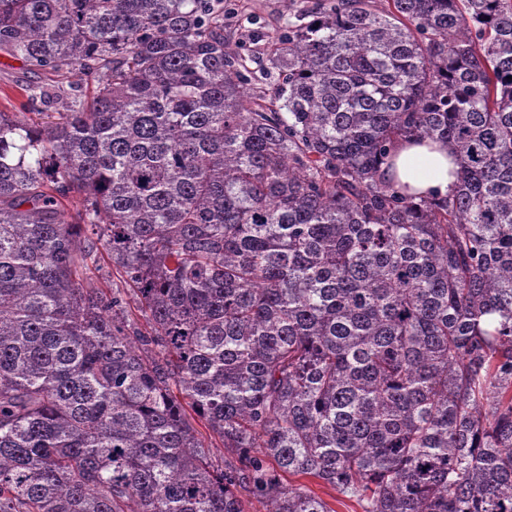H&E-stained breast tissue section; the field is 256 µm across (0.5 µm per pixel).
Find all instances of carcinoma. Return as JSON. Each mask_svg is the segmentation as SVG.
<instances>
[{
	"label": "carcinoma",
	"mask_w": 512,
	"mask_h": 512,
	"mask_svg": "<svg viewBox=\"0 0 512 512\" xmlns=\"http://www.w3.org/2000/svg\"><path fill=\"white\" fill-rule=\"evenodd\" d=\"M2 50L92 93L0 112V512H512V0H336L271 93L214 0H0ZM389 176L410 195H446L456 183V157L443 143L409 139L392 158ZM388 176V177H389ZM387 177V178H388ZM99 261L97 263L98 269H95L94 264L88 260V265L91 272L87 275V282L91 287L102 288L107 294H111L112 279L117 282V279L112 275V262L107 253L101 249V254L98 253ZM284 477L289 484L295 485L301 483L307 485L316 496L324 500L331 509L335 510V512L359 511L355 502L343 498L341 495L337 494L332 487L325 485L322 482L310 478H304L302 476L285 475Z\"/></svg>",
	"instance_id": "obj_1"
}]
</instances>
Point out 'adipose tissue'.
<instances>
[{
  "mask_svg": "<svg viewBox=\"0 0 512 512\" xmlns=\"http://www.w3.org/2000/svg\"><path fill=\"white\" fill-rule=\"evenodd\" d=\"M457 160L445 144L409 139L399 146L389 174L410 195H445L456 182Z\"/></svg>",
  "mask_w": 512,
  "mask_h": 512,
  "instance_id": "ef3b65f1",
  "label": "adipose tissue"
}]
</instances>
